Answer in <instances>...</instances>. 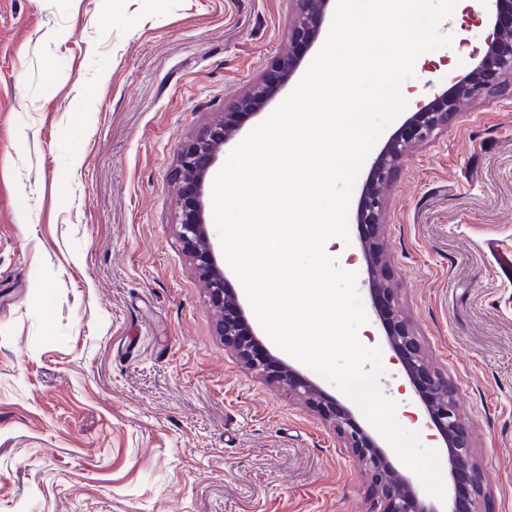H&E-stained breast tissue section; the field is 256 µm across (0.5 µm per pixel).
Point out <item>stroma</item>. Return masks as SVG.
<instances>
[{
    "mask_svg": "<svg viewBox=\"0 0 512 512\" xmlns=\"http://www.w3.org/2000/svg\"><path fill=\"white\" fill-rule=\"evenodd\" d=\"M293 0H0V512H369V477L316 411L216 334L175 235L177 152L290 49ZM422 54L357 175L349 241L381 388L424 412L371 303L356 225L418 102L470 70L460 14ZM378 274L449 378L492 512H512V95L463 104L387 193Z\"/></svg>",
    "mask_w": 512,
    "mask_h": 512,
    "instance_id": "35a3bbf8",
    "label": "stroma"
}]
</instances>
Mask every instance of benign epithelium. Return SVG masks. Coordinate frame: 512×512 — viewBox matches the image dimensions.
<instances>
[{
	"mask_svg": "<svg viewBox=\"0 0 512 512\" xmlns=\"http://www.w3.org/2000/svg\"><path fill=\"white\" fill-rule=\"evenodd\" d=\"M296 17L290 29L295 53L276 62L270 72L230 103L222 119L202 129L184 143L177 153L174 180L178 184V236L188 249L196 270L206 280L211 299L220 313L217 333L238 358L259 375L274 376L289 395L308 402L327 420L355 459L371 475V512H484L485 499L480 466L468 438L456 403V387L447 377L433 371L423 355L415 334L401 317L393 288L369 281L375 309L383 318L387 342L402 363L411 385L424 406L426 427L445 445L448 469L453 481L451 502H434L419 496L410 477L392 464L389 452L378 437L363 428L353 410L328 396L319 386L301 376L292 366L265 355L255 354L256 336L247 322L241 302L230 288L214 258L205 219L204 188L209 170L218 154L240 130L239 118L245 112L260 111L271 93L273 77L291 73L296 59L315 39L322 19L335 0H294ZM480 12L492 25L486 49L473 69L449 79V87L419 105L401 132L391 139L374 162L372 189L361 197L357 223L375 229L385 209L384 190L391 185L413 142H423L448 126V118L462 100H478L492 88L512 87V46L505 44L512 33V0H479Z\"/></svg>",
	"mask_w": 512,
	"mask_h": 512,
	"instance_id": "obj_1",
	"label": "benign epithelium"
}]
</instances>
